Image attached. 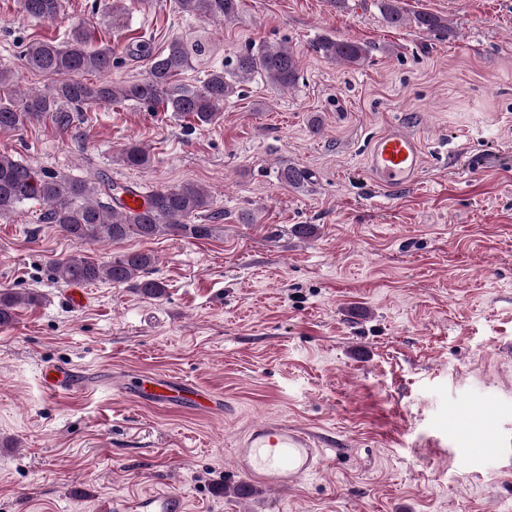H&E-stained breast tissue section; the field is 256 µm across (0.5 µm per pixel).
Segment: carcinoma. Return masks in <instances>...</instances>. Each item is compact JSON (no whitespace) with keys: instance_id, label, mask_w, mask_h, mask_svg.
Wrapping results in <instances>:
<instances>
[{"instance_id":"carcinoma-1","label":"carcinoma","mask_w":512,"mask_h":512,"mask_svg":"<svg viewBox=\"0 0 512 512\" xmlns=\"http://www.w3.org/2000/svg\"><path fill=\"white\" fill-rule=\"evenodd\" d=\"M180 8L205 20H230L237 16L240 0H177ZM22 12L33 19L53 21L62 11V0H19ZM384 21L400 27L413 21L417 27L431 32H447L448 22L430 13H419L410 19L404 15L399 0H378ZM313 49L332 62L355 64L365 58L360 44L331 36L318 39ZM125 51L147 60L146 77L129 84L117 85L109 80L86 82L84 73L107 75L120 62L117 50L103 46L88 48V29L76 25L65 43L33 41L25 46L22 60L33 73L55 78L51 86L40 90L19 91L13 88L12 70L0 69V131H18L31 121L50 112L57 126L66 129L71 112L92 111L102 105L133 103L152 112H173L196 123L213 122L234 95L238 84L256 75L272 83L290 88L299 75V61L286 44L261 45L236 53L221 68L210 71L198 86L178 82V76L190 67L187 45L173 39L159 54L146 51V45ZM123 165L147 169L150 153L138 143H131L121 153ZM285 186L296 187L304 181L302 170L283 166L277 171ZM130 187L107 181L99 175L73 178L63 174L38 172L32 167L0 154V220L10 218L24 204L37 201L46 206L43 220L56 225L77 245L104 241L117 242L130 238L153 239L160 236L206 238L213 225L197 224L198 215L212 205L209 195L200 187L184 183L157 188L147 194L146 207L140 213L116 209L121 195ZM154 256L131 252L107 263L97 262L75 252L55 263L53 274L67 284L91 285L104 280L114 284L136 281V287L149 297L164 294L163 282L149 276ZM41 296L20 295L0 291V326L11 322L15 308L24 304L36 306Z\"/></svg>"}]
</instances>
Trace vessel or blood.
Instances as JSON below:
<instances>
[{
    "label": "vessel or blood",
    "mask_w": 512,
    "mask_h": 512,
    "mask_svg": "<svg viewBox=\"0 0 512 512\" xmlns=\"http://www.w3.org/2000/svg\"><path fill=\"white\" fill-rule=\"evenodd\" d=\"M364 165L377 187L412 186L423 168L422 144L404 122H395L372 141ZM43 378L53 391L74 385L73 370L62 366L45 368ZM121 389L141 403L162 408L215 414L222 406L213 392L180 376L130 377ZM322 454L321 443L309 431L276 419L251 425L236 444L234 464L245 486L285 491L316 474ZM100 512H185V505L176 493L155 492L105 502Z\"/></svg>",
    "instance_id": "b4317fda"
}]
</instances>
